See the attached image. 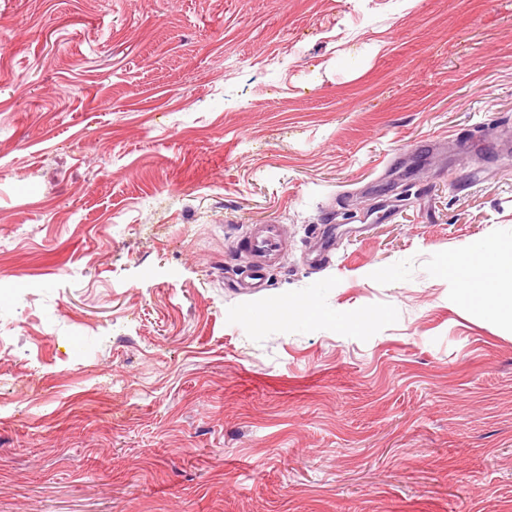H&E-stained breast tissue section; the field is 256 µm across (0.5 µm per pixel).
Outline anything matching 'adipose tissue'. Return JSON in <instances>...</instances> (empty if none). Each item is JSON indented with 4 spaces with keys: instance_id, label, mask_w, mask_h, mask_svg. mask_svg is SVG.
I'll return each instance as SVG.
<instances>
[{
    "instance_id": "obj_1",
    "label": "adipose tissue",
    "mask_w": 512,
    "mask_h": 512,
    "mask_svg": "<svg viewBox=\"0 0 512 512\" xmlns=\"http://www.w3.org/2000/svg\"><path fill=\"white\" fill-rule=\"evenodd\" d=\"M455 269L470 303L494 319L512 323V259H504L499 248L479 245L460 257Z\"/></svg>"
}]
</instances>
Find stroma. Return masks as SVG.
<instances>
[{
    "instance_id": "obj_1",
    "label": "stroma",
    "mask_w": 512,
    "mask_h": 512,
    "mask_svg": "<svg viewBox=\"0 0 512 512\" xmlns=\"http://www.w3.org/2000/svg\"><path fill=\"white\" fill-rule=\"evenodd\" d=\"M478 244L512 0H0V512H512ZM266 226L267 229L264 235L249 240V249L258 257L275 256L281 246L279 235L275 229L276 226L271 224Z\"/></svg>"
}]
</instances>
